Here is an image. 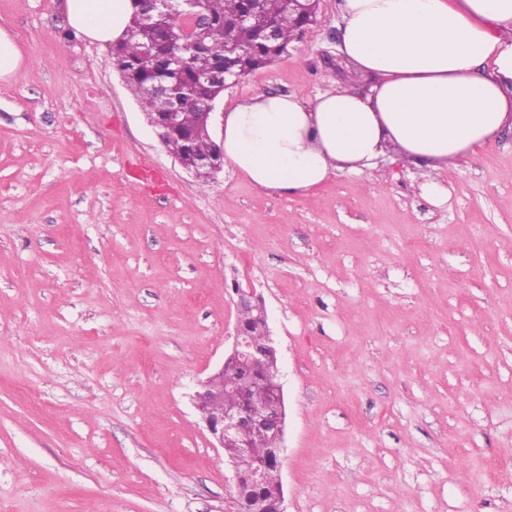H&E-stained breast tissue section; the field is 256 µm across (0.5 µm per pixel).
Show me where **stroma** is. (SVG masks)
<instances>
[{
    "label": "stroma",
    "mask_w": 512,
    "mask_h": 512,
    "mask_svg": "<svg viewBox=\"0 0 512 512\" xmlns=\"http://www.w3.org/2000/svg\"><path fill=\"white\" fill-rule=\"evenodd\" d=\"M0 512H230L192 397L268 313L287 512H512V127L439 178L394 157L288 197L158 140L63 0H0ZM336 0L228 86L345 83ZM438 181L432 203L421 191ZM23 65V56L11 33L0 27V81L12 80Z\"/></svg>",
    "instance_id": "1"
}]
</instances>
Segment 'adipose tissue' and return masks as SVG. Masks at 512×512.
<instances>
[{
    "instance_id": "ef3b65f1",
    "label": "adipose tissue",
    "mask_w": 512,
    "mask_h": 512,
    "mask_svg": "<svg viewBox=\"0 0 512 512\" xmlns=\"http://www.w3.org/2000/svg\"><path fill=\"white\" fill-rule=\"evenodd\" d=\"M353 81L314 100L257 94L226 106L224 159L257 188L290 196L392 155L435 173L512 124V0H338ZM72 28L128 37L132 0H66Z\"/></svg>"
}]
</instances>
